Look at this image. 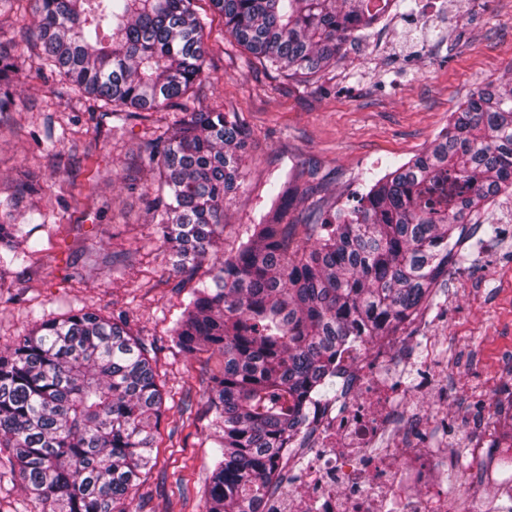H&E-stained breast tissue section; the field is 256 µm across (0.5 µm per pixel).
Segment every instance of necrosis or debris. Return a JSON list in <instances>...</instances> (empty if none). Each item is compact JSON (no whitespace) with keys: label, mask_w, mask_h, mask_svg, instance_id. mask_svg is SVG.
<instances>
[{"label":"necrosis or debris","mask_w":512,"mask_h":512,"mask_svg":"<svg viewBox=\"0 0 512 512\" xmlns=\"http://www.w3.org/2000/svg\"><path fill=\"white\" fill-rule=\"evenodd\" d=\"M423 369L414 397L394 396L388 371L405 345L401 332L342 348L334 376L335 398L313 400L306 433L298 434L276 467L259 512H512V499L486 489L478 462L498 446L488 422L471 442L470 456L446 455L448 424L416 396L439 388L425 369L447 343L420 336ZM430 427L425 443L408 437L401 419ZM459 480L456 493L441 492L446 464Z\"/></svg>","instance_id":"obj_1"}]
</instances>
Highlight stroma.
Here are the masks:
<instances>
[{
    "label": "stroma",
    "mask_w": 512,
    "mask_h": 512,
    "mask_svg": "<svg viewBox=\"0 0 512 512\" xmlns=\"http://www.w3.org/2000/svg\"><path fill=\"white\" fill-rule=\"evenodd\" d=\"M429 2L403 0L390 18L348 41L336 65L303 82L265 69L224 40L222 17L209 0H198L199 12L212 19L210 80L192 90L186 107L239 113L251 132L246 183L224 203L225 252L269 208L273 183L290 178L312 186L293 205L297 218L313 206H347L370 178L424 151L450 112L479 88L512 81V0H447L427 21L419 9ZM37 10V0L0 9V43L33 40ZM19 64L18 107L0 114V183L24 169L32 173L37 191L19 201L15 215L40 251L0 281V351L33 328L38 312L82 308L125 319L169 392L155 464L141 477L132 512H204L214 453L209 385L224 358L213 351L189 355L171 341L187 293L176 288L181 275L158 239L153 193L139 171L140 146L182 108L137 120L120 107L106 113L49 69L25 57ZM50 132L63 137L52 155L44 149ZM98 138L106 148L84 154L83 145ZM91 180L96 197L74 204L72 195ZM474 221L464 229V259L449 267L408 325L409 333L445 336L461 348L458 369L436 370L448 435L459 444L476 435L469 423L475 410L492 414L493 387L512 371V281L496 275L512 264V236L484 233V225L502 222L493 208Z\"/></svg>",
    "instance_id": "35a3bbf8"
}]
</instances>
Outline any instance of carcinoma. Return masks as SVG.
I'll use <instances>...</instances> for the list:
<instances>
[{"label": "carcinoma", "mask_w": 512, "mask_h": 512, "mask_svg": "<svg viewBox=\"0 0 512 512\" xmlns=\"http://www.w3.org/2000/svg\"><path fill=\"white\" fill-rule=\"evenodd\" d=\"M38 2L42 65L128 117L160 112L208 80L207 23L195 0ZM209 2L224 33L265 68L310 79L396 0ZM18 75L17 56L0 50V112L17 108ZM249 138L235 112H184L141 156L162 246L188 279L204 265L211 278L191 288L171 329L180 350L224 357L211 377L218 454L205 512H258L311 399L331 391L340 349L415 316L463 258L464 225L512 187V86L478 90L425 152L373 181L350 209L290 221L299 188L285 180L226 254L224 201L245 184ZM9 189L0 273L34 252L12 209L35 188L18 178ZM166 400L126 321L82 308L43 317L0 351L3 472L18 475L41 512H130ZM494 416L509 437L511 391L498 395Z\"/></svg>", "instance_id": "cac0c4a2"}]
</instances>
